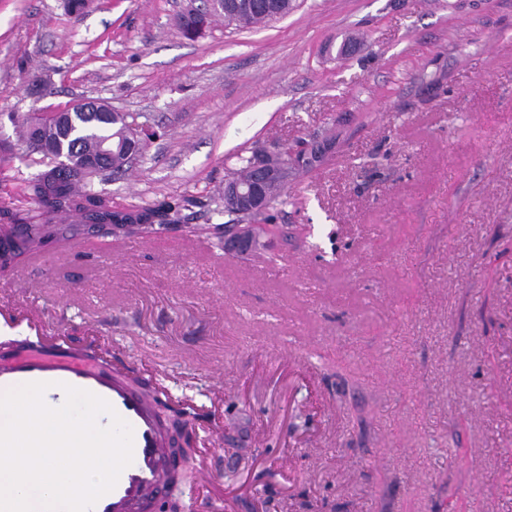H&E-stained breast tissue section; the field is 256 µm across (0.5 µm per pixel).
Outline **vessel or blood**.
I'll list each match as a JSON object with an SVG mask.
<instances>
[{"mask_svg":"<svg viewBox=\"0 0 512 512\" xmlns=\"http://www.w3.org/2000/svg\"><path fill=\"white\" fill-rule=\"evenodd\" d=\"M35 332L31 350L9 361L0 360V394L26 383L43 382L48 386L44 399L52 407L63 404L67 384L109 402L132 427L133 460L91 512H148L160 490L170 487L174 473L168 441L155 413L165 391L149 384L133 387L131 378L148 376V369L115 354L105 341H94L85 360L77 357L68 337L46 335L41 325Z\"/></svg>","mask_w":512,"mask_h":512,"instance_id":"vessel-or-blood-1","label":"vessel or blood"}]
</instances>
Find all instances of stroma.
<instances>
[{"instance_id":"35a3bbf8","label":"stroma","mask_w":512,"mask_h":512,"mask_svg":"<svg viewBox=\"0 0 512 512\" xmlns=\"http://www.w3.org/2000/svg\"><path fill=\"white\" fill-rule=\"evenodd\" d=\"M187 0H0V196L16 114L109 102L153 131L118 207L209 201L254 144L322 142L276 259L202 206L138 246L88 231L0 271V312L108 337L206 454L160 512H512V0H295L252 29ZM49 80L32 96L31 78ZM275 2L277 13L271 14L262 10H245L234 14L228 12L210 11L208 8L202 14L188 11L181 18L183 30L188 34H196L201 30L202 26L210 16H224V23L227 25H235L241 28H250L263 24L273 18L285 17L293 9V0H272Z\"/></svg>"}]
</instances>
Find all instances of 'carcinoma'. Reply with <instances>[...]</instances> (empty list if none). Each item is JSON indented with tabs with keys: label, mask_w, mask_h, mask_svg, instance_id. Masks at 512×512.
<instances>
[{
	"label": "carcinoma",
	"mask_w": 512,
	"mask_h": 512,
	"mask_svg": "<svg viewBox=\"0 0 512 512\" xmlns=\"http://www.w3.org/2000/svg\"><path fill=\"white\" fill-rule=\"evenodd\" d=\"M277 13L262 10H245L234 14L226 11L218 13L207 10L202 14L188 11L181 18L183 30L196 34L210 16H224V22L241 28L263 24L273 18L285 17L293 9V0H274ZM80 125L88 133L79 139L62 141L53 133L47 132L36 146L28 149L26 156H41L42 169L27 182V194L31 206L21 209L13 203L0 201V255H13L18 252L38 253L46 243L56 236L65 239L74 236L70 218L82 214L89 221L105 224H137L140 236L148 235L169 224H183L188 221L184 213L190 200H162L151 206L117 209L112 206V197L103 191L92 189L93 180H106L123 174L125 169L124 146L129 132L127 116L114 112L108 106L97 112L77 114ZM112 145V162L100 169L91 170L86 162L100 152L101 144ZM66 150L70 167H60L55 157L60 150ZM262 150L255 146L248 155L239 156V166L232 172L231 179L249 181L252 175L253 155ZM288 183L279 182L267 188L268 209L253 212L235 213L224 196H219L215 204L227 216L226 223H251L262 229V224L274 220L272 211L285 203Z\"/></svg>",
	"instance_id": "1"
}]
</instances>
